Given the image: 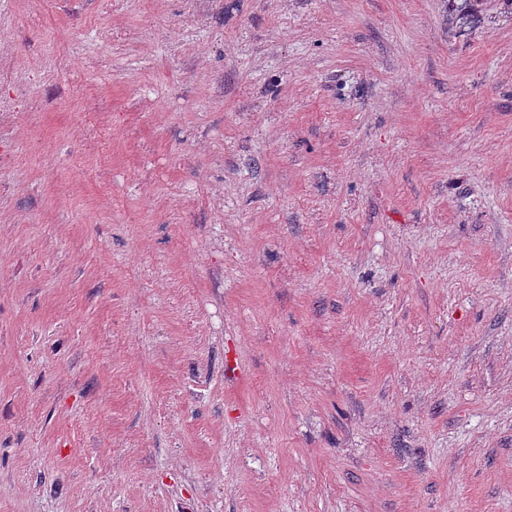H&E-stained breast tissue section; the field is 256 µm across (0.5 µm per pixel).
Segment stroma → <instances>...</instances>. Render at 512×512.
Instances as JSON below:
<instances>
[{
  "label": "stroma",
  "mask_w": 512,
  "mask_h": 512,
  "mask_svg": "<svg viewBox=\"0 0 512 512\" xmlns=\"http://www.w3.org/2000/svg\"><path fill=\"white\" fill-rule=\"evenodd\" d=\"M0 512H512V6L0 0Z\"/></svg>",
  "instance_id": "35a3bbf8"
}]
</instances>
